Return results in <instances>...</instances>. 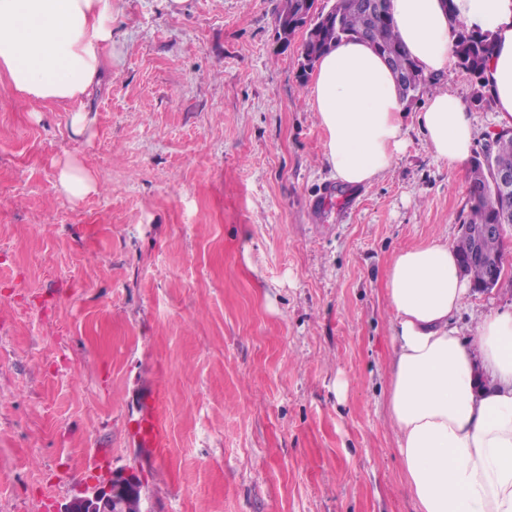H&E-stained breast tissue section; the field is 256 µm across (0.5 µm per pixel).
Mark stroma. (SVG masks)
<instances>
[{
  "instance_id": "stroma-1",
  "label": "stroma",
  "mask_w": 512,
  "mask_h": 512,
  "mask_svg": "<svg viewBox=\"0 0 512 512\" xmlns=\"http://www.w3.org/2000/svg\"><path fill=\"white\" fill-rule=\"evenodd\" d=\"M117 0L112 68L85 99L24 100L0 75V512H57L89 464L137 474L152 512H416L387 410L400 251L455 244L469 178L417 116L447 91L476 149L499 133L456 65L404 104L405 150L347 203L281 0ZM73 162L98 188L56 189ZM505 275L455 317L512 310ZM161 385L170 446L128 426Z\"/></svg>"
}]
</instances>
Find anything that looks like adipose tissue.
Segmentation results:
<instances>
[{"instance_id": "adipose-tissue-1", "label": "adipose tissue", "mask_w": 512, "mask_h": 512, "mask_svg": "<svg viewBox=\"0 0 512 512\" xmlns=\"http://www.w3.org/2000/svg\"><path fill=\"white\" fill-rule=\"evenodd\" d=\"M116 0H0V73L35 102L80 101L112 65ZM407 49L425 74L447 71L455 21L488 32L485 82L512 127V0H391ZM311 98L325 133L323 164L349 185L372 182L407 143L394 76L367 40L323 55ZM418 123L435 157L461 170L474 136L464 101L434 94ZM470 291L445 243L398 253L386 276L394 314L388 414L418 512H512V313H496L465 343L452 325Z\"/></svg>"}]
</instances>
